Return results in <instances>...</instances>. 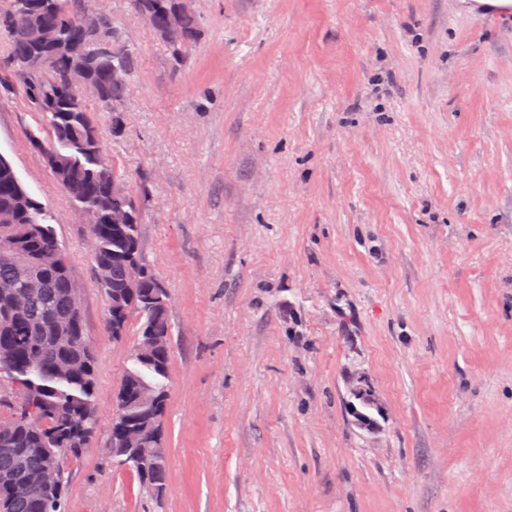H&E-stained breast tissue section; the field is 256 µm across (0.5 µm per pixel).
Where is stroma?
Here are the masks:
<instances>
[{
  "mask_svg": "<svg viewBox=\"0 0 512 512\" xmlns=\"http://www.w3.org/2000/svg\"><path fill=\"white\" fill-rule=\"evenodd\" d=\"M104 150L170 295L160 499L113 457L137 340L103 332L76 209L0 34V155L80 289L100 420L67 512H512V18L465 0H187ZM370 390L367 421L352 393Z\"/></svg>",
  "mask_w": 512,
  "mask_h": 512,
  "instance_id": "35a3bbf8",
  "label": "stroma"
}]
</instances>
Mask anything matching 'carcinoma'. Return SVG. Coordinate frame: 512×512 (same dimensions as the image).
I'll return each mask as SVG.
<instances>
[{"label": "carcinoma", "mask_w": 512, "mask_h": 512, "mask_svg": "<svg viewBox=\"0 0 512 512\" xmlns=\"http://www.w3.org/2000/svg\"><path fill=\"white\" fill-rule=\"evenodd\" d=\"M133 17L160 35L177 0H131ZM88 0H7L0 7V32L10 39V60L23 77L27 95L45 118L58 154L51 171L75 207L87 213V233L96 235L99 286L107 301L104 332L123 336L137 318L138 335L156 346L148 359L133 358L114 412L109 447L115 456L152 486H166L168 464L155 440L166 401L165 380L172 355L169 295L145 263L139 238L140 214L131 195L116 198L120 175L102 161L100 107L119 124L136 56L125 41L122 23L95 15L112 47L95 44L82 27ZM25 13L36 28L53 29L57 42L40 48L28 36L5 27L10 13ZM186 46L169 48L180 57L199 36L196 14L183 8ZM89 60L88 78L99 90L91 101L77 93L68 74L77 60ZM11 164L0 162V285L15 286L14 310L0 309V379L16 385L19 404L0 419V512H65L64 464L87 445L100 419L94 400L95 360L84 330L79 288L66 252L42 204L24 195ZM122 208L131 221L105 223L109 210ZM53 477L29 494H14L5 481Z\"/></svg>", "instance_id": "cac0c4a2"}]
</instances>
